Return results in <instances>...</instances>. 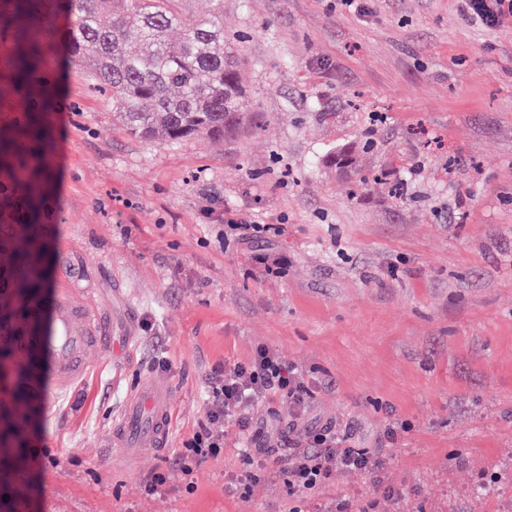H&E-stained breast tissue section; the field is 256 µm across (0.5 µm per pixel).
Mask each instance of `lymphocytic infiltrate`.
Wrapping results in <instances>:
<instances>
[{
	"label": "lymphocytic infiltrate",
	"instance_id": "lymphocytic-infiltrate-1",
	"mask_svg": "<svg viewBox=\"0 0 512 512\" xmlns=\"http://www.w3.org/2000/svg\"><path fill=\"white\" fill-rule=\"evenodd\" d=\"M205 420L186 440L177 464L186 492L195 488V472L202 460L217 456L228 437L241 443L245 468L225 482L228 492L247 498L254 485L281 477L288 489V512H369L368 506L340 501L315 505L314 496L339 469L376 471L377 452L357 446L351 434L327 423L306 431L300 442L289 443L286 451L263 459L253 458L244 444L251 433L252 410L262 401L285 400L294 416L309 406L313 390L296 366L286 363L273 349L259 347L248 363L219 364L205 379Z\"/></svg>",
	"mask_w": 512,
	"mask_h": 512
}]
</instances>
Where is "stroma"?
Here are the masks:
<instances>
[{
	"mask_svg": "<svg viewBox=\"0 0 512 512\" xmlns=\"http://www.w3.org/2000/svg\"><path fill=\"white\" fill-rule=\"evenodd\" d=\"M14 4L0 0V134H22L10 162L40 178L44 324L63 283L132 342L66 393L42 364L24 449L0 450V512H286L280 482L225 491L234 445L194 493L175 465L206 374L260 346L312 386L301 428L379 449L403 512H512V21L487 30L461 0H183L190 18L222 9L246 117L173 144L130 134L59 50L15 81ZM349 143L367 184L324 162ZM145 378L172 389L170 442L127 456L112 424ZM289 415L256 405L249 446L286 443ZM40 450L57 466L31 470ZM161 462L169 483L147 494ZM345 498L394 508L365 471L318 496Z\"/></svg>",
	"mask_w": 512,
	"mask_h": 512,
	"instance_id": "obj_1",
	"label": "stroma"
}]
</instances>
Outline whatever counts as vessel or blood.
Instances as JSON below:
<instances>
[{"instance_id":"1","label":"vessel or blood","mask_w":512,"mask_h":512,"mask_svg":"<svg viewBox=\"0 0 512 512\" xmlns=\"http://www.w3.org/2000/svg\"><path fill=\"white\" fill-rule=\"evenodd\" d=\"M58 314L53 335L27 333L14 326L0 327V342L18 356L39 353L49 362L58 390L66 391L86 377L91 356L109 353L111 340L93 304L76 288H59L55 298ZM172 430L171 392L154 380L139 384L127 400L112 428V445L140 454L163 451Z\"/></svg>"}]
</instances>
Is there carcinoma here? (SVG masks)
I'll use <instances>...</instances> for the list:
<instances>
[{
    "mask_svg": "<svg viewBox=\"0 0 512 512\" xmlns=\"http://www.w3.org/2000/svg\"><path fill=\"white\" fill-rule=\"evenodd\" d=\"M121 11L112 0H55V9L71 18L68 34L80 45L66 47L70 56L89 64L91 81L107 90L112 111L128 130L148 139L179 142L206 135L222 137L244 120L246 90L239 63L224 51V26L216 18L187 19L181 0H126ZM170 29L180 31L175 40ZM41 56L38 43L25 52L26 68ZM336 168L358 171L353 151L343 148L334 157ZM30 214L18 216L14 187L0 182V252L14 244L25 249L14 262L0 266V280L11 288V306L0 309V325L14 324L25 332H41L42 289L45 288L44 250L35 187H28ZM41 358L31 354L18 360L8 345L0 347V379L13 384L38 372ZM22 423L13 410H0V448L22 444Z\"/></svg>",
    "mask_w": 512,
    "mask_h": 512,
    "instance_id": "obj_1",
    "label": "carcinoma"
}]
</instances>
